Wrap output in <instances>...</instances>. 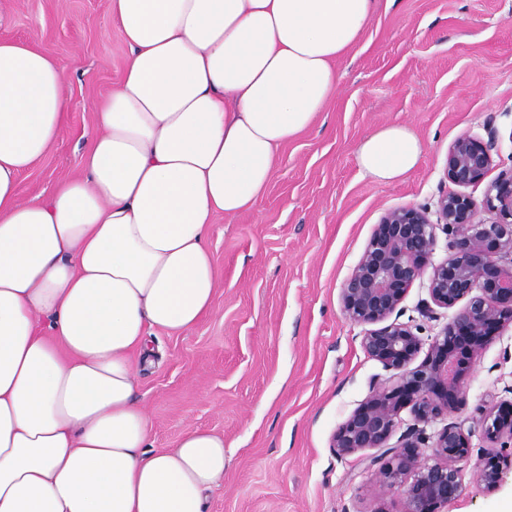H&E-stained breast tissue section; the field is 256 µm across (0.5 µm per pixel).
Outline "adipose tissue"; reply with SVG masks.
<instances>
[{
	"label": "adipose tissue",
	"mask_w": 512,
	"mask_h": 512,
	"mask_svg": "<svg viewBox=\"0 0 512 512\" xmlns=\"http://www.w3.org/2000/svg\"><path fill=\"white\" fill-rule=\"evenodd\" d=\"M375 0H110L129 52L93 103L83 177L21 199L57 141L65 64L0 40V512H204L224 439L151 444L136 394L148 334L212 311L216 215L256 207L282 147L337 84ZM424 149L409 126L367 136L362 174L390 183Z\"/></svg>",
	"instance_id": "ef3b65f1"
}]
</instances>
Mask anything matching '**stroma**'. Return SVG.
Instances as JSON below:
<instances>
[{
    "instance_id": "35a3bbf8",
    "label": "stroma",
    "mask_w": 512,
    "mask_h": 512,
    "mask_svg": "<svg viewBox=\"0 0 512 512\" xmlns=\"http://www.w3.org/2000/svg\"><path fill=\"white\" fill-rule=\"evenodd\" d=\"M109 0H0L10 16L0 39L71 57L61 135L19 183L21 198L49 194L79 175L93 131L91 105L122 76L126 46ZM337 86L315 123L281 150L253 209L214 219L209 242L219 283L213 311L190 332L151 336L152 363H137V395L154 447L188 430L224 438V478L206 512H406L381 492L377 449L341 457L332 436L392 372L361 346L365 325L342 313L341 288L388 210L434 206L455 189L445 175L450 143L498 133L487 174L512 169V0H378L359 43L335 64ZM412 127L418 166L382 184L356 162L361 141L385 125ZM512 401V327L492 335L448 414L470 433L459 496L438 512H505L512 462L487 491L475 463L488 447L481 415Z\"/></svg>"
}]
</instances>
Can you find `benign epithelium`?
<instances>
[{
  "mask_svg": "<svg viewBox=\"0 0 512 512\" xmlns=\"http://www.w3.org/2000/svg\"><path fill=\"white\" fill-rule=\"evenodd\" d=\"M497 134L488 139L470 135L448 146L446 175L458 186L478 184L492 166ZM479 217L475 201L462 193H445L435 204L436 221L427 208L400 207L388 211L376 225L365 252L341 288L343 314L354 323L370 324L361 339L363 349L397 383L372 385L371 391L336 430L332 448L350 456L383 447L394 433L400 412L408 407L414 424L400 446L380 467V488L402 489L406 512H436L437 506L461 492V471L456 463L471 454L470 433L460 423H449L437 434L434 459L423 457L422 425L446 415L463 400L462 382L491 334L512 326V171L487 185ZM449 238L451 254L435 264L436 226ZM427 278L430 301L418 308L427 319L436 309L463 306L430 343L413 326L391 320L413 284ZM423 360L410 367L419 356ZM486 438L497 449L487 453L477 471L486 490L501 481L500 459L512 456V403H490L482 412Z\"/></svg>",
  "mask_w": 512,
  "mask_h": 512,
  "instance_id": "1",
  "label": "benign epithelium"
}]
</instances>
